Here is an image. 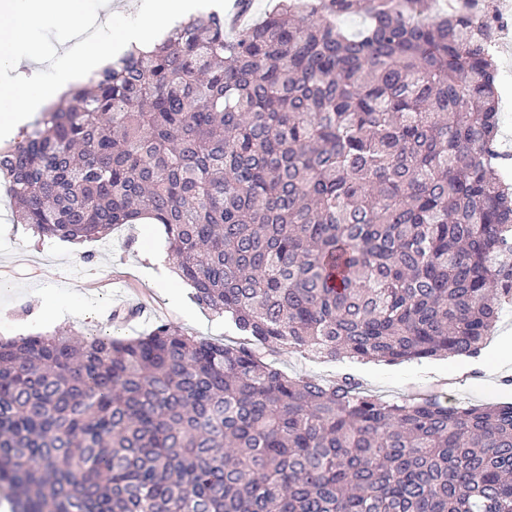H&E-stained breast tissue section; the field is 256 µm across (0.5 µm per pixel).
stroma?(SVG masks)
<instances>
[{
	"mask_svg": "<svg viewBox=\"0 0 512 512\" xmlns=\"http://www.w3.org/2000/svg\"><path fill=\"white\" fill-rule=\"evenodd\" d=\"M30 37L41 47V67L48 77L76 45L61 27L38 29ZM167 248L158 224H125L106 239L81 243L34 237L25 225L13 223L9 198L0 189V338L63 330L87 337H132L165 321L195 336L222 343L237 340L235 328L196 305L179 279L157 283L145 275V267L167 266ZM74 300L94 308L97 320L69 313L67 306ZM134 306L139 309L136 318L112 322L113 310ZM491 342L499 347L492 359L440 356L387 365L348 357L320 359L285 348L271 359L291 377L330 383L353 375L386 400L434 391L453 406L512 401V304L503 307Z\"/></svg>",
	"mask_w": 512,
	"mask_h": 512,
	"instance_id": "1",
	"label": "stroma"
}]
</instances>
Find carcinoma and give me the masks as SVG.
Segmentation results:
<instances>
[{"mask_svg": "<svg viewBox=\"0 0 512 512\" xmlns=\"http://www.w3.org/2000/svg\"><path fill=\"white\" fill-rule=\"evenodd\" d=\"M474 2L278 0L230 36L199 15L0 148L14 223L81 242L150 218L246 335L1 340L10 512H512V401L267 361L480 356L512 299V178L503 22ZM498 3V7L500 8L499 2L506 1L510 4V29L509 36L510 42L507 52L498 53L499 56V76L497 80V88L499 97L501 99V112L503 116V124H502V132L504 134V140L509 139L510 148L512 151V82L504 79V74L511 70L512 72V0H495ZM511 114V120L508 118V114Z\"/></svg>", "mask_w": 512, "mask_h": 512, "instance_id": "cac0c4a2", "label": "carcinoma"}]
</instances>
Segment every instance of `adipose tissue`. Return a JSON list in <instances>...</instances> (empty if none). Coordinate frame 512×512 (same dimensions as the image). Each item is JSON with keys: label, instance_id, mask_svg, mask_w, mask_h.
<instances>
[{"label": "adipose tissue", "instance_id": "1", "mask_svg": "<svg viewBox=\"0 0 512 512\" xmlns=\"http://www.w3.org/2000/svg\"><path fill=\"white\" fill-rule=\"evenodd\" d=\"M223 6L224 0H142L137 19L120 26L108 40L86 39L82 49L69 55L55 76L46 80L34 66L39 48L27 39V31L66 26L79 35L89 29V21L77 12L74 0H0V49L9 52L0 63L11 71L9 78L0 81V139L47 111L70 89L87 84L113 56L152 47L158 30L172 28L200 10Z\"/></svg>", "mask_w": 512, "mask_h": 512}]
</instances>
